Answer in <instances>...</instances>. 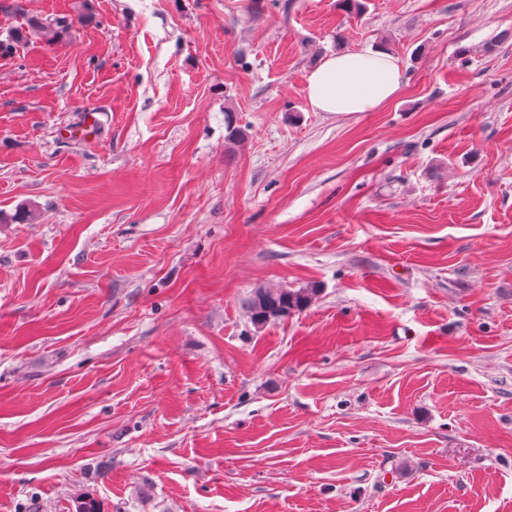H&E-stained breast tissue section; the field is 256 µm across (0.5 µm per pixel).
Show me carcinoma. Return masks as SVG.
Segmentation results:
<instances>
[{
	"label": "carcinoma",
	"mask_w": 512,
	"mask_h": 512,
	"mask_svg": "<svg viewBox=\"0 0 512 512\" xmlns=\"http://www.w3.org/2000/svg\"><path fill=\"white\" fill-rule=\"evenodd\" d=\"M319 291L315 284L298 289L261 285L252 289L244 302V309L250 323L259 330L302 311Z\"/></svg>",
	"instance_id": "1"
}]
</instances>
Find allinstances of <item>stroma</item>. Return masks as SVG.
I'll return each mask as SVG.
<instances>
[{"instance_id":"stroma-1","label":"stroma","mask_w":512,"mask_h":512,"mask_svg":"<svg viewBox=\"0 0 512 512\" xmlns=\"http://www.w3.org/2000/svg\"><path fill=\"white\" fill-rule=\"evenodd\" d=\"M364 3L0 0V512H512V0ZM403 82L404 72L391 52L367 48L326 56L307 77L305 93L314 111L350 115L385 105ZM319 291L314 284L298 289L261 285L252 289L244 302V309L250 323L259 330L302 311Z\"/></svg>"}]
</instances>
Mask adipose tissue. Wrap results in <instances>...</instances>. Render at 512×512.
<instances>
[{"label":"adipose tissue","mask_w":512,"mask_h":512,"mask_svg":"<svg viewBox=\"0 0 512 512\" xmlns=\"http://www.w3.org/2000/svg\"><path fill=\"white\" fill-rule=\"evenodd\" d=\"M403 82L404 72L391 52L367 48L326 56L310 72L305 93L314 111L350 115L385 105Z\"/></svg>","instance_id":"ef3b65f1"}]
</instances>
